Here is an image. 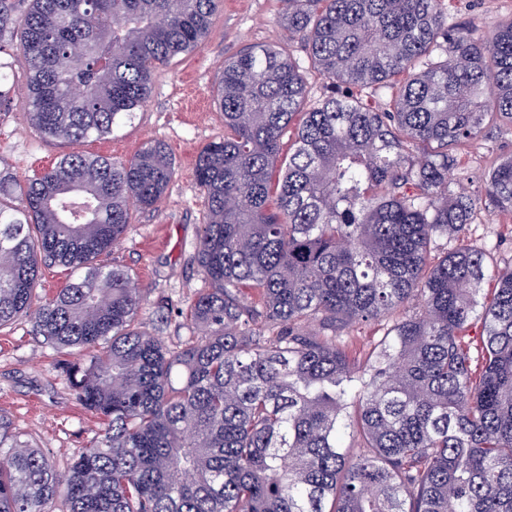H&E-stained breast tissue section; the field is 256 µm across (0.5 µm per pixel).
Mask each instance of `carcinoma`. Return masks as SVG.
Masks as SVG:
<instances>
[{
    "label": "carcinoma",
    "mask_w": 512,
    "mask_h": 512,
    "mask_svg": "<svg viewBox=\"0 0 512 512\" xmlns=\"http://www.w3.org/2000/svg\"><path fill=\"white\" fill-rule=\"evenodd\" d=\"M281 3L288 40L331 92L311 102L283 48L224 61V137L195 166L204 287L190 341L166 346L139 317V280L99 261L132 208L165 194L164 142L124 161L72 152L24 184L0 175V327L29 316L49 346L88 351L59 368L102 421L59 471L0 417V512H512V267L491 270L464 244L428 265L477 206L454 189L450 150L512 123V19L480 36L453 21L451 0ZM219 7L0 0L27 123L70 144L112 135ZM386 88L389 111L360 96ZM486 193L512 210V157ZM56 265L70 277L40 301ZM409 304L364 363L342 348L348 325Z\"/></svg>",
    "instance_id": "1"
}]
</instances>
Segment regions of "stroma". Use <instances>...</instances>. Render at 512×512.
Returning <instances> with one entry per match:
<instances>
[{
  "label": "stroma",
  "instance_id": "1",
  "mask_svg": "<svg viewBox=\"0 0 512 512\" xmlns=\"http://www.w3.org/2000/svg\"><path fill=\"white\" fill-rule=\"evenodd\" d=\"M281 8L280 0H224L205 40L158 69L144 110L110 137L73 146L32 130L18 103L0 111V164L18 181L39 175L76 150L126 160L149 141L168 146L175 175L165 195L154 208L134 210L125 238L101 257L104 265L137 275L148 293L140 317L147 322L166 317L160 336L167 345L191 335L185 312L203 285L190 261L204 222L195 164L202 147L224 134V118L213 103L214 82L225 59L251 45H289L279 22ZM511 16L512 0H456L455 22L480 34H490L496 23ZM509 155L512 125L504 123L492 138L475 140L459 151L456 174L483 198L486 175ZM463 241L486 253L492 267L512 266V212L483 198ZM57 360L35 336L29 318L0 327V415L12 434L42 449L62 470L79 449L93 445L98 419L75 402Z\"/></svg>",
  "mask_w": 512,
  "mask_h": 512
}]
</instances>
